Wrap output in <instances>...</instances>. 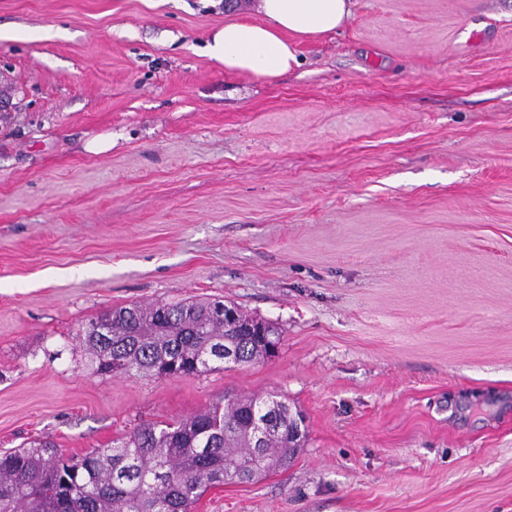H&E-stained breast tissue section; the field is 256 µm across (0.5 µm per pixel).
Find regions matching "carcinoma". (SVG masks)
<instances>
[{
	"instance_id": "obj_1",
	"label": "carcinoma",
	"mask_w": 512,
	"mask_h": 512,
	"mask_svg": "<svg viewBox=\"0 0 512 512\" xmlns=\"http://www.w3.org/2000/svg\"><path fill=\"white\" fill-rule=\"evenodd\" d=\"M217 299L155 301L107 310L80 336L101 376L188 377L265 357L267 342L242 338L214 315ZM265 424L262 443L251 425ZM288 404L235 395L178 421L135 428L110 448L65 455L48 441L0 452V512H191L211 488L259 481L295 461Z\"/></svg>"
}]
</instances>
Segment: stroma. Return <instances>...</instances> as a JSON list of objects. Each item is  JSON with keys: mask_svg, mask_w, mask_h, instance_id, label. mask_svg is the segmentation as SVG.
<instances>
[{"mask_svg": "<svg viewBox=\"0 0 512 512\" xmlns=\"http://www.w3.org/2000/svg\"><path fill=\"white\" fill-rule=\"evenodd\" d=\"M257 0H0V448L68 453L235 394L293 465L194 512H512V0H353L274 78ZM213 297L274 357L93 373L82 325Z\"/></svg>", "mask_w": 512, "mask_h": 512, "instance_id": "obj_1", "label": "stroma"}]
</instances>
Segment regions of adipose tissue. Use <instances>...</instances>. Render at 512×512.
I'll use <instances>...</instances> for the list:
<instances>
[{"instance_id": "ef3b65f1", "label": "adipose tissue", "mask_w": 512, "mask_h": 512, "mask_svg": "<svg viewBox=\"0 0 512 512\" xmlns=\"http://www.w3.org/2000/svg\"><path fill=\"white\" fill-rule=\"evenodd\" d=\"M263 22H226L207 45L225 70L273 78L299 62L293 39L337 31L352 14L351 0H260Z\"/></svg>"}]
</instances>
